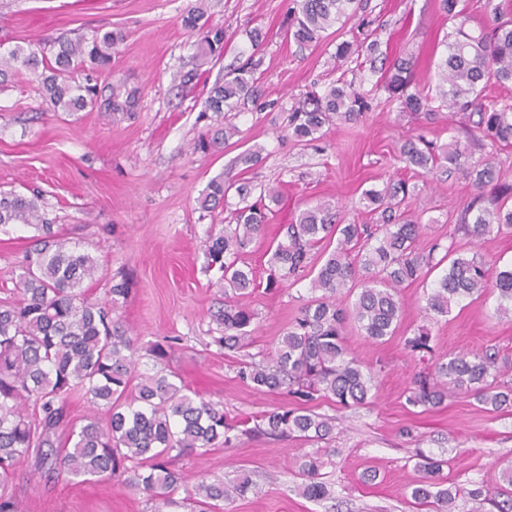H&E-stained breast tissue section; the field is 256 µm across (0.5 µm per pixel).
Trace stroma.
Listing matches in <instances>:
<instances>
[{
	"instance_id": "obj_1",
	"label": "stroma",
	"mask_w": 512,
	"mask_h": 512,
	"mask_svg": "<svg viewBox=\"0 0 512 512\" xmlns=\"http://www.w3.org/2000/svg\"><path fill=\"white\" fill-rule=\"evenodd\" d=\"M194 2L0 0V41L9 46L49 45L62 36L88 38L99 30L121 36L110 66L97 75L92 108L53 111L31 75L0 88V191L40 192L54 232L98 260L100 279L85 283L88 295L104 300L106 281L128 278L130 292L113 308V319L149 340L176 338L166 371L199 397L223 402L227 418L236 420L294 406L295 400L287 391L259 393L241 382L237 368L243 354L219 347L208 333L211 314L224 301L201 270L200 241L209 225L224 218L223 212L199 208L211 180L241 174L254 185L279 187V211L245 257L261 279L267 276L266 250L277 224L318 201L335 205L342 223L365 221L364 190L390 180L414 185L409 209L430 221L421 251L436 243L460 254L477 249L502 269L512 265V234L479 242L458 232L462 211L477 194L471 181L459 171L417 174L404 169L399 158L410 138L446 143L460 129L462 113L448 108L430 122L400 111L376 88L378 75L365 58L336 59L341 42H377L388 59L413 58L417 80L437 94L441 40L452 29L438 0H359L354 17L304 46L283 35L290 0H206V24L223 27L226 39L216 61L200 56L199 34L182 23ZM257 28L263 40L255 48L249 35ZM249 59L257 65L262 102L225 118L205 111L202 85L183 80L187 72L205 70L213 82ZM118 80L134 94L130 111L112 109ZM339 80L369 91V110L357 120L326 127L320 140L307 145L286 137V112L307 92ZM228 121L239 129L233 144L197 148L200 138ZM256 147L261 162L240 172L235 158ZM38 234L31 225L0 227V284H10ZM316 273L311 265L294 285L256 290L247 352L273 350L310 298ZM424 291L419 283L403 289L401 328L386 342H370L357 327H347L345 344L374 371L376 396L347 409L328 399L316 401L314 411L336 420L332 437L316 442L238 436L232 446L219 443L204 454L177 458L174 466L187 486L220 479L229 487L241 474L250 475L260 494L226 499L224 512H426L410 498L420 451L443 460L440 475L446 482L475 481L490 489L500 484L502 464L512 461V407L491 412L458 393L436 409L407 404L425 364L404 339L424 326L434 357L496 351L510 379L512 316L497 314L496 297L488 293L463 299L448 316L431 318L422 310ZM315 451L332 487L331 496L321 500L297 491L302 478L295 463ZM368 472L375 473V481L364 482ZM13 492L23 512L147 510L143 495L124 479L76 483L38 468L32 456L20 461Z\"/></svg>"
}]
</instances>
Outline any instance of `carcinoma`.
<instances>
[{"mask_svg": "<svg viewBox=\"0 0 512 512\" xmlns=\"http://www.w3.org/2000/svg\"><path fill=\"white\" fill-rule=\"evenodd\" d=\"M357 0H292L285 35L300 45L313 43L322 33L356 13ZM493 26L473 35L458 26L446 34L445 53L437 64L442 85L434 98L414 77V62L397 58L381 70L380 86L403 112L434 120L439 111L453 108L467 113L469 135L491 146L512 145V103L487 101L491 85L512 82V19L503 4L485 0ZM205 12L197 0L183 18L185 28L200 31L199 52L219 56L224 51V28L201 24ZM119 37L109 31L91 40H59L50 51L30 44L0 52V85L23 71L40 77L45 98L57 110L81 112L95 102L94 75L112 60ZM366 53L376 70L378 44L366 46L343 41L336 46L340 61ZM261 89L253 68L242 65L215 82L204 108L217 115L256 102ZM369 108L366 94L352 84L335 83L323 92L307 94L284 118L283 131L299 142L323 136V128L337 120H354ZM406 167L430 173L462 171L481 190L461 216L459 229L475 238L512 233V183L499 181L494 155L479 164L469 163L468 146L456 137L437 145L420 135L400 148ZM491 192L483 193L486 186ZM238 202L229 206V194ZM413 194L407 181L386 183L364 192L369 222L342 224L329 203L310 205L280 226L279 238L268 248L265 288L273 290L296 282L309 266L314 250L322 249L323 262L310 290L321 295L308 300L289 322L274 351L240 363L237 377L257 392L282 389L299 407H280L261 415L249 432L267 437L298 433L307 440H323L336 430V419L319 414L308 404L330 398L348 408L366 405L373 398L374 374L345 345L344 327L352 320L369 341L382 343L395 335L403 313L402 289L424 282L442 268L430 291L424 293L427 315L446 316L463 298L489 290L496 294L497 312L512 314V267L495 270L479 252L457 255L448 246L435 259L433 246L419 251L417 244L430 218L402 207ZM275 186L259 188L236 178L210 182L200 208L224 206V225L214 224L201 240L204 270L219 273L216 285L224 291V307L211 316L217 333L214 342L230 351L248 345L256 313L248 298L260 287L253 268L243 261L252 243L263 234L272 206L281 202ZM32 224L41 234L17 265L15 287L21 297L0 303V512H22L10 485L21 458L34 452L41 465L57 475L85 481L125 477L140 491L151 512H211L217 503L236 493L257 495L259 485L243 476L228 490L224 481H201L194 493L177 497L185 476L170 467L174 457L219 442L229 446L235 426L224 416V404L186 393L164 369L138 370L144 358L163 364L171 339L147 344L112 320V305L129 293L122 279L107 290L108 300L93 301L83 283L97 280L95 257L75 243L57 237L41 213V195L0 191V226ZM336 240L328 251L325 246ZM405 345L413 352H429V331L421 328ZM496 352L459 353L435 361L431 371L415 379L407 396L412 406L437 408L456 391L471 392L488 410L512 406V380L501 379ZM79 396L107 417L102 427L95 417L78 425L68 418L71 400ZM68 430L64 449L61 427ZM443 462L423 453L415 468L420 476L411 486L415 503L433 512H454L458 497L490 504L494 512H512V464L502 470L504 486L491 492L475 482L470 487L446 485L439 479ZM323 461L318 454L304 457L298 469L304 482L299 492L319 500L330 495L319 480Z\"/></svg>", "mask_w": 512, "mask_h": 512, "instance_id": "cac0c4a2", "label": "carcinoma"}]
</instances>
